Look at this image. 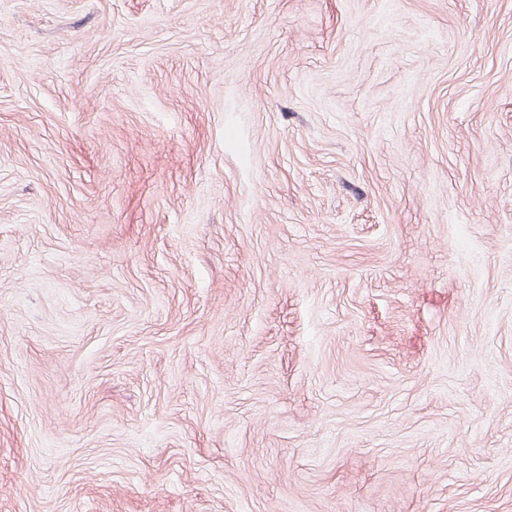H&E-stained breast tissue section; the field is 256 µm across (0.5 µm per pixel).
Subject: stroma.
Here are the masks:
<instances>
[{"mask_svg":"<svg viewBox=\"0 0 512 512\" xmlns=\"http://www.w3.org/2000/svg\"><path fill=\"white\" fill-rule=\"evenodd\" d=\"M0 512H512V0H0Z\"/></svg>","mask_w":512,"mask_h":512,"instance_id":"obj_1","label":"stroma"}]
</instances>
